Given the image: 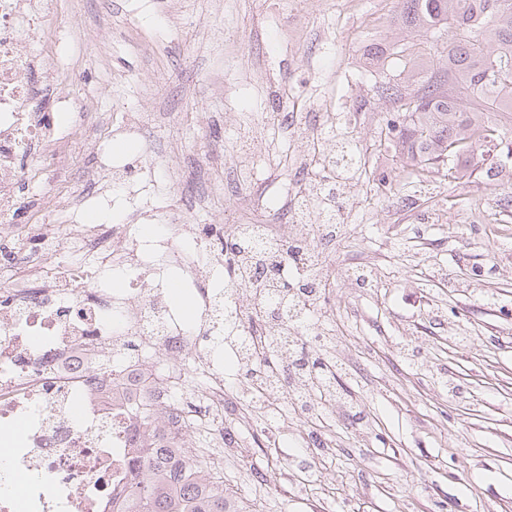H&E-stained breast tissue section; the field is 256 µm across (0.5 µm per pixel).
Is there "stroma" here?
<instances>
[{"mask_svg":"<svg viewBox=\"0 0 512 512\" xmlns=\"http://www.w3.org/2000/svg\"><path fill=\"white\" fill-rule=\"evenodd\" d=\"M86 38L102 41L103 56L83 57V42L67 37L66 0H42L43 23L33 41L48 66L80 63L75 91L83 105L77 122L86 135L109 132L122 112H148L144 143L127 159L148 152L165 160L183 155L176 180L164 170L135 194L93 196L99 224L164 210L172 198L195 224H231L247 205L234 193L198 204L186 182L197 158L223 148L246 152L250 137L269 160L226 173L213 163L210 178L225 175L262 190L269 180L305 191L292 132L272 121L277 95L288 87L299 113L318 111L307 85L328 83L339 119L334 138H353L363 167L344 199L346 232L333 255L330 300L314 311L319 332L335 336L348 357L337 373L340 394L359 403L367 430L339 416L325 427L305 418L302 434L320 430L328 455L313 469L301 437L262 446L247 436L225 449L231 468L224 488L247 512H512V133L488 167L448 180L433 174L434 193L413 195L393 151L372 148L392 106L380 100L385 81L399 82L395 28L397 0H82ZM384 51L383 68H370L369 46ZM411 196L412 208L401 199ZM437 221L425 235L428 260H419L416 215ZM364 258L380 269L376 287L358 284L349 266ZM444 317H426L427 303ZM463 328L475 341L455 349L448 336ZM450 375L466 394L449 396Z\"/></svg>","mask_w":512,"mask_h":512,"instance_id":"obj_1","label":"stroma"}]
</instances>
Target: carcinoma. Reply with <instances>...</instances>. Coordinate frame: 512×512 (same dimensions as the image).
<instances>
[{"mask_svg":"<svg viewBox=\"0 0 512 512\" xmlns=\"http://www.w3.org/2000/svg\"><path fill=\"white\" fill-rule=\"evenodd\" d=\"M399 2L397 26L419 38L402 47V81L381 87L380 97L394 102L396 117L381 129L377 143L400 155L418 179L444 166L448 177L462 178L512 130V0ZM428 35L447 37L446 46L432 51ZM246 249L245 240L224 237L228 258ZM257 305L260 329L280 301L264 296ZM296 358L313 381L323 382L314 348H298ZM138 469L129 512H241L224 484L188 481L185 462L168 448L143 449Z\"/></svg>","mask_w":512,"mask_h":512,"instance_id":"carcinoma-1","label":"carcinoma"}]
</instances>
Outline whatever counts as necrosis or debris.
Masks as SVG:
<instances>
[{
    "mask_svg": "<svg viewBox=\"0 0 512 512\" xmlns=\"http://www.w3.org/2000/svg\"><path fill=\"white\" fill-rule=\"evenodd\" d=\"M31 4L0 0V453L28 477L22 496L0 492V512H126L143 421L158 420L155 437L215 480L224 476L225 436L251 433L255 405L237 427L225 428L235 403L225 398L224 379L200 338L222 335L227 325L249 333L265 283L254 259L225 262L223 225L189 223L174 204L152 244L129 224L104 232L83 223V189L43 192L29 223H16L29 187L54 173L68 134L41 112L40 85L56 88L59 110L76 107L71 68L45 67L27 49V34L41 23ZM82 148L111 169L117 186L133 188L151 169L146 156L114 163L90 137ZM314 182V193L291 194L274 219L264 193L237 186L249 215L235 227L261 249L276 279L306 285L274 319L289 333L268 391L317 420L323 410L307 403L294 360L303 332L289 328L286 317L327 303L326 261L344 231L336 181L320 175ZM228 264L237 286L220 297L209 281ZM108 268L127 272L123 290L109 287ZM166 270L190 288L198 331L167 304L159 277ZM194 375L205 381L197 392L190 389ZM190 437L193 453L186 450Z\"/></svg>",
    "mask_w": 512,
    "mask_h": 512,
    "instance_id": "4bbe7bcc",
    "label": "necrosis or debris"
}]
</instances>
